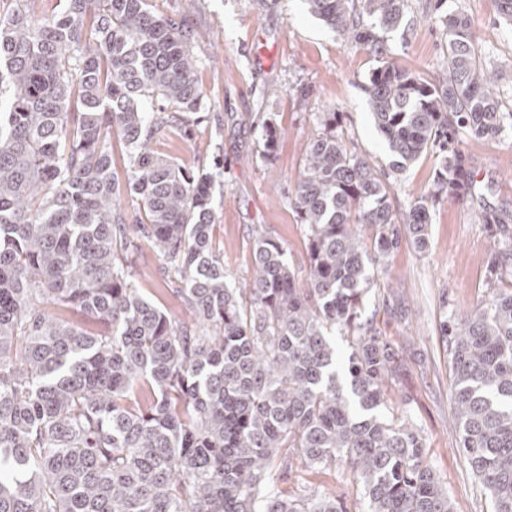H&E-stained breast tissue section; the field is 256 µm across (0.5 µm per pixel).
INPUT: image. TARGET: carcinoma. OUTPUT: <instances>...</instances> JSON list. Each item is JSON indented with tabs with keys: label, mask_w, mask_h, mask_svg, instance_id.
<instances>
[{
	"label": "carcinoma",
	"mask_w": 512,
	"mask_h": 512,
	"mask_svg": "<svg viewBox=\"0 0 512 512\" xmlns=\"http://www.w3.org/2000/svg\"><path fill=\"white\" fill-rule=\"evenodd\" d=\"M304 2L340 39L376 51L360 14L390 30L406 9ZM439 22L441 78L384 62L364 86L392 168L441 153L407 223L386 173L343 146L338 113L321 112L294 193L307 280L259 233L238 288L214 244L212 176L153 146L161 128L199 119L187 20L155 15L148 0H64L42 21L22 5L0 19V512H348L326 493L269 489L296 459L349 471L368 512H453L421 428L386 404L406 362L361 311L372 271L403 237L428 249L431 206L475 192L458 133L493 140L503 128L472 21ZM154 98L152 116L143 103ZM115 137L130 157L123 185ZM123 193L139 201L132 225ZM483 219L496 235L488 296L441 332L459 448L492 512H512V217ZM140 237L191 320L130 279ZM336 330L349 348L342 365Z\"/></svg>",
	"instance_id": "carcinoma-1"
}]
</instances>
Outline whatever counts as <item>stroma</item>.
<instances>
[{
	"instance_id": "stroma-1",
	"label": "stroma",
	"mask_w": 512,
	"mask_h": 512,
	"mask_svg": "<svg viewBox=\"0 0 512 512\" xmlns=\"http://www.w3.org/2000/svg\"><path fill=\"white\" fill-rule=\"evenodd\" d=\"M148 2L158 15L187 17L199 34L192 51L199 65L205 120L187 134L162 128L154 147L194 169L222 162L213 235L225 272L239 285L249 280L253 241L260 230L283 245L299 280L308 276L305 229L292 198L306 143L317 129V113H338L346 148L388 171L390 203L399 223H406L413 200L429 192L438 154L424 155L403 172L390 170L391 155L374 126L364 86L384 61L427 79L438 77L445 67L439 15L462 13L472 19L485 62L499 71L503 109L512 112V27L502 21L495 0H445L441 5L436 0H406L405 24L380 32L378 53L341 42L307 11L303 0ZM269 123L277 127L278 137L266 158L263 128ZM458 141L479 193L460 203L443 201L432 207L428 250L422 253L402 242L378 286L368 292L364 314L375 318L407 360L389 403L408 405L453 512H491L488 493L459 449L440 322L445 312L473 310L486 295L485 271L495 238L483 214L494 210L512 215V127H505L495 140L462 134ZM161 267L147 243L139 242L134 262L139 285L169 310L183 314L179 302L164 291ZM391 286L402 296L406 318L390 312ZM301 485L341 498L349 512H366L347 472L303 468L298 479L274 482L275 489L291 494Z\"/></svg>"
}]
</instances>
